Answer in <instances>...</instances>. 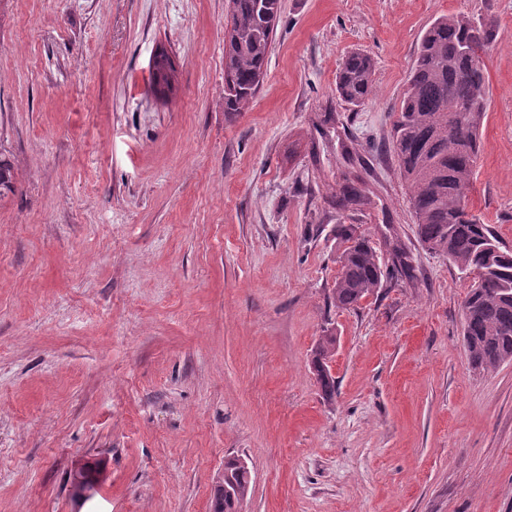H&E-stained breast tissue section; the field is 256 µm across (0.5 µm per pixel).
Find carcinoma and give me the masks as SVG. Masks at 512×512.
Instances as JSON below:
<instances>
[{
  "label": "carcinoma",
  "instance_id": "1",
  "mask_svg": "<svg viewBox=\"0 0 512 512\" xmlns=\"http://www.w3.org/2000/svg\"><path fill=\"white\" fill-rule=\"evenodd\" d=\"M280 0H228L224 31V111L245 112L259 90L269 57ZM491 24L468 17L443 15L422 37L408 88L398 107L391 133V152L407 186V198L419 241L448 257L464 275L482 271L472 280L466 298L470 316L463 341L470 364L489 370L512 361V250L505 248L492 227L469 213L461 190L471 189L482 149V128L488 112L484 68L471 70L463 49H486L495 40ZM374 60L356 52L336 75L339 97L364 101L372 89ZM151 82L156 93L172 97L178 91L174 59L152 61ZM15 192L13 166L0 152V200ZM371 197L353 180H346L336 208L361 212ZM343 245L340 273L332 289L336 308L353 309L382 286L383 269L370 239L355 224L335 225ZM395 273L411 279L413 266L401 244L393 246ZM336 337L321 336L312 360L323 397L330 399L336 382L325 371ZM251 492L250 471L240 458L224 461V480L215 489L212 512H239Z\"/></svg>",
  "mask_w": 512,
  "mask_h": 512
}]
</instances>
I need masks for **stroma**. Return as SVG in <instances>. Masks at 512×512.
<instances>
[{
    "instance_id": "obj_1",
    "label": "stroma",
    "mask_w": 512,
    "mask_h": 512,
    "mask_svg": "<svg viewBox=\"0 0 512 512\" xmlns=\"http://www.w3.org/2000/svg\"><path fill=\"white\" fill-rule=\"evenodd\" d=\"M265 79L225 112L226 0H0V512H512V362L474 370L469 281L418 240L390 134L442 15L494 22L472 212L512 249V0H280ZM165 45L179 90L157 98ZM375 61L361 105L336 74ZM390 266L332 303V197ZM335 332L336 393L310 364ZM91 469L99 490L76 496ZM372 203L371 197L357 185L354 180L346 179L339 197L336 200V208L341 211L361 212ZM238 457L224 461V480L215 489L211 502L213 512H240L241 501L247 500L251 492L250 471L243 469Z\"/></svg>"
}]
</instances>
